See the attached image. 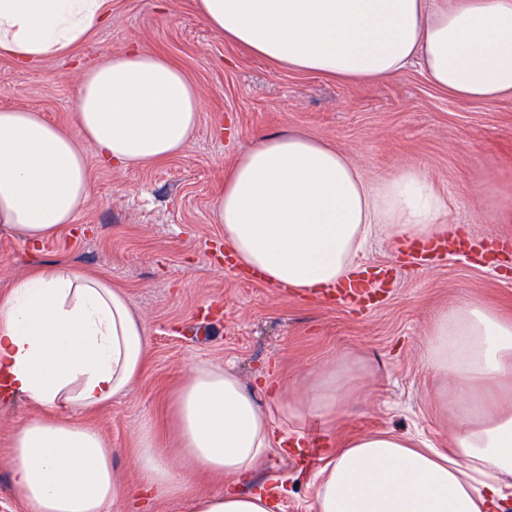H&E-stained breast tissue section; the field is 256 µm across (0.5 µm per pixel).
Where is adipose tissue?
<instances>
[{"mask_svg": "<svg viewBox=\"0 0 512 512\" xmlns=\"http://www.w3.org/2000/svg\"><path fill=\"white\" fill-rule=\"evenodd\" d=\"M228 41L288 69L363 83L420 60L428 81L487 104L512 97V0H196ZM110 21L107 0H0V56L32 65L70 55ZM195 87L136 46L83 68L73 124L0 110V230L30 244L72 223L92 189L81 149L141 168L182 152L199 122ZM213 214L240 266L307 294L346 279L373 232L395 245L447 234L446 198L403 166L369 181L328 144L286 132L259 136L224 176ZM146 330L128 296L103 276L52 263L0 296V405L24 397L40 415L12 436L10 479L26 512H112L123 492L112 450L80 413L128 393ZM424 366L458 389L441 396L457 419L448 449L375 432L328 451L316 512H504L512 501V317L466 301L433 320ZM352 366L319 368L304 390L276 385L274 408L229 368L195 364L175 397L177 451L151 420L138 429L143 498L190 499L192 512H279L271 454L296 452L303 430L344 415ZM297 422L276 432L273 411ZM224 478L190 494L187 468Z\"/></svg>", "mask_w": 512, "mask_h": 512, "instance_id": "ef3b65f1", "label": "adipose tissue"}]
</instances>
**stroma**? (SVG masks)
<instances>
[{
  "mask_svg": "<svg viewBox=\"0 0 512 512\" xmlns=\"http://www.w3.org/2000/svg\"><path fill=\"white\" fill-rule=\"evenodd\" d=\"M109 9L110 25L77 56L94 59L134 40L169 59L199 93L195 138L181 153L131 170L100 167L84 144L93 182L86 206L36 250L0 231V293L36 266L65 262L109 278L142 317L147 348L133 389L81 416L111 445L120 485L130 490L139 481L144 419L176 448L174 396L197 363L231 365L250 386L271 377L300 389L314 370L349 357L368 372L350 380L348 413L330 436L310 437V447L322 453L378 430L447 445L454 423L422 363L425 334L438 311L469 300L512 316V98L456 99L415 63L369 83L295 72L226 41L194 0H110ZM78 78L66 59L24 66L0 58V108L70 125ZM283 130L323 140L368 179L404 165L425 169L459 226L447 256L408 266L404 250L377 234L357 260L359 274L386 278L387 286L359 304L305 297L229 269L218 255L224 228L211 203L254 135ZM36 413L27 401L0 406V512H25L10 485V445ZM269 472L286 489L282 512H315V473L290 455L272 456Z\"/></svg>",
  "mask_w": 512,
  "mask_h": 512,
  "instance_id": "stroma-1",
  "label": "stroma"
}]
</instances>
